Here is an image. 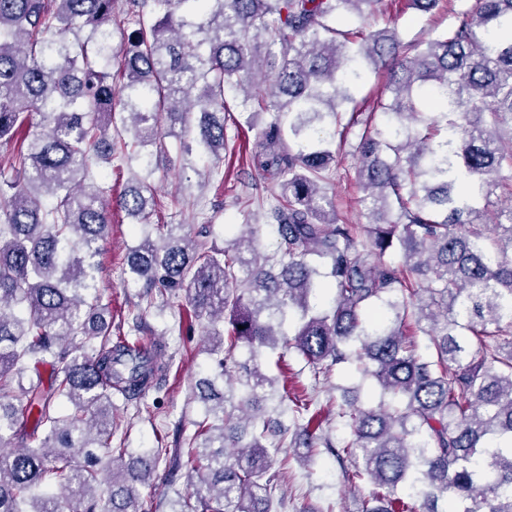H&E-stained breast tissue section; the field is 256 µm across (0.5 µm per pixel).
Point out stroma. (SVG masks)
<instances>
[{
	"mask_svg": "<svg viewBox=\"0 0 512 512\" xmlns=\"http://www.w3.org/2000/svg\"><path fill=\"white\" fill-rule=\"evenodd\" d=\"M472 4L473 0H454L452 6L442 5L433 12L423 13L416 10L410 0H381L369 23L375 30L396 26L402 42L414 43L446 33L455 24L457 11ZM168 146L169 163L160 165L151 179L166 206V223L195 227L196 214L203 208L215 215L212 236L217 244H225L243 225L252 224L256 227L258 250L265 255L273 254L277 247L274 227L268 224L262 210L254 206L247 208L238 202L252 186L269 190L272 182L258 171L248 170L246 160L238 156L233 158L232 167L243 170L241 180L230 178L221 186L213 181H201L192 169L183 167L178 142L169 141ZM333 188L339 221L365 223L363 193L351 153L340 157ZM139 238V232L125 213L113 210L110 236L97 258V286L104 299L111 303L113 324L122 325L126 330L141 324V338L161 344L169 370L160 387L150 389L140 399L129 402L120 394H113L116 430L112 445L134 451L162 449L157 477L153 485L141 487L140 493L152 502L153 512H171L170 501L176 493L185 491L189 473L183 468L175 476H168L169 463L176 450L184 447L193 435L195 423L202 417L204 404L197 383L210 375L212 362L203 346L201 325L173 332V310L147 305L140 298L138 288L125 287L126 255ZM286 361L289 391H312L318 404L329 412L353 400L367 405L366 394H355L354 383L345 369H334L328 380L318 383L301 357L291 352ZM354 467V458L338 460L324 451L307 465L300 463L296 456H289L288 478L278 482L274 490L275 497L284 500L280 512H360L362 501L371 499L380 488L365 478L348 481L347 474Z\"/></svg>",
	"mask_w": 512,
	"mask_h": 512,
	"instance_id": "35a3bbf8",
	"label": "stroma"
}]
</instances>
